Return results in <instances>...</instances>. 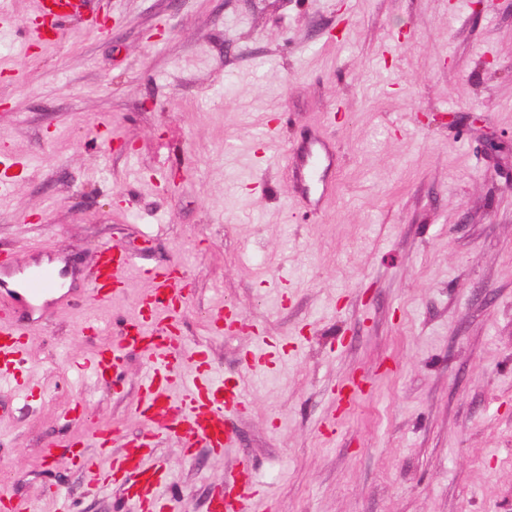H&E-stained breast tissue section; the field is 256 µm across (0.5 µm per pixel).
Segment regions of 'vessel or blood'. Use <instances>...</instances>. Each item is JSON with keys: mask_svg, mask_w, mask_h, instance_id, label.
<instances>
[{"mask_svg": "<svg viewBox=\"0 0 512 512\" xmlns=\"http://www.w3.org/2000/svg\"><path fill=\"white\" fill-rule=\"evenodd\" d=\"M88 0H40L41 12L52 24L82 13ZM303 163L309 173L310 185L322 184L331 165L330 157L321 149L311 146L303 153ZM134 263L131 252L117 245L101 249L93 276L92 293L97 300L109 301L126 288V273ZM149 283L145 301L148 314L139 315L121 329L118 340L98 348L84 364L86 370L112 384L122 379L121 360L126 348L144 346L152 357L149 371L144 375L141 388L143 398L136 408L148 428L138 444L119 461L118 467L126 474L149 481L144 495L134 503L135 512H167L169 505L155 484L158 470L146 468L141 450L149 446L154 432H167L180 436L185 448H193L202 441L215 452L233 447L236 435L232 417L245 410L248 389L238 384L227 387L208 359L200 354L195 370L179 375L182 360L176 354L177 338L171 327H159L160 314H175L185 306L188 294L183 287L179 264L145 266L141 269ZM59 286L54 267L44 266L29 273L19 289L0 303V380L16 376L14 366L21 363L29 341V329L22 324L17 308L31 304L53 293ZM180 378L183 393L173 398L170 386L173 378ZM71 462L81 469L89 482L103 478L95 461L86 454L81 442L69 443L66 451ZM248 468L227 473L213 490L210 512H249L254 494Z\"/></svg>", "mask_w": 512, "mask_h": 512, "instance_id": "obj_1", "label": "vessel or blood"}]
</instances>
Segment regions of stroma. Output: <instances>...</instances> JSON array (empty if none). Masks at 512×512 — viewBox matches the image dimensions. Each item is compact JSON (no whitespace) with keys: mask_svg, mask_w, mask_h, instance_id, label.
Segmentation results:
<instances>
[{"mask_svg":"<svg viewBox=\"0 0 512 512\" xmlns=\"http://www.w3.org/2000/svg\"><path fill=\"white\" fill-rule=\"evenodd\" d=\"M32 42L40 0H0V251L65 285L28 319L22 396L0 383V494L27 512H116L51 443L144 431L149 363L114 389L76 365L135 317L149 284L96 301L100 246L180 263L190 358L245 376L236 447L155 436L172 512H208L248 464L256 512H512V0H91ZM281 151L259 155L267 121ZM320 140L328 191L292 159ZM502 150L488 152V141ZM243 317L213 329L225 307ZM97 334H90L87 322ZM362 381L352 404L337 393ZM81 403L86 414L68 413Z\"/></svg>","mask_w":512,"mask_h":512,"instance_id":"1","label":"stroma"}]
</instances>
